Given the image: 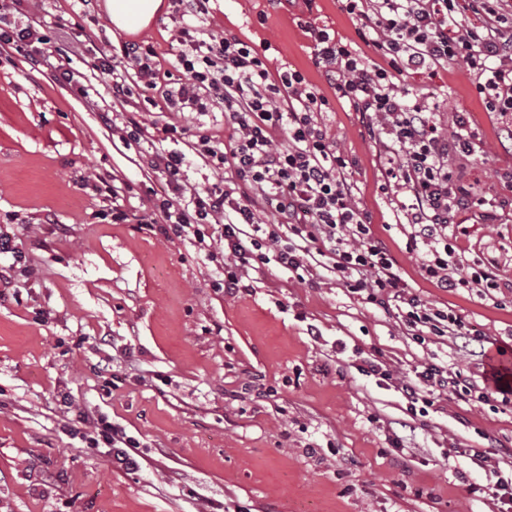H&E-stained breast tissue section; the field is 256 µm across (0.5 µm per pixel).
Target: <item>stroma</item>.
I'll list each match as a JSON object with an SVG mask.
<instances>
[{
    "label": "stroma",
    "instance_id": "obj_1",
    "mask_svg": "<svg viewBox=\"0 0 512 512\" xmlns=\"http://www.w3.org/2000/svg\"><path fill=\"white\" fill-rule=\"evenodd\" d=\"M101 2L25 0L18 22L37 20L60 49L39 66L0 44V235L20 241L26 266L15 275L19 296L0 300V512H500L491 473L512 470L503 454L512 403L443 399L413 418L397 388L359 370L378 359L411 380L433 363L480 386L495 347L512 346V185L498 177L512 169V137L465 66L395 80L427 94L446 129L464 116L481 148L461 176L500 209L487 222L468 215L461 253L496 261L499 288L451 294L423 279L396 223L398 202L382 191L378 147L316 62L312 25L381 60L340 0H212L206 21L215 34L267 45L271 73L300 71L331 98L319 123L350 161L374 233L409 290L469 333L420 345L400 310L365 303L331 273L311 286L272 262L244 272L242 291L228 296L221 245L208 252L192 233H159V205L172 192L148 153L183 152L185 183L202 191L221 176L195 135L226 140L233 125L218 110L161 105L184 80L175 70L156 88H135L130 102L113 101L108 79L84 63L93 45L57 27L125 41ZM178 27L167 12L140 39L165 63L182 49ZM64 62L73 81L58 76ZM132 116L142 132L127 141ZM101 415L135 440L137 469L87 446ZM467 448L485 449L486 462Z\"/></svg>",
    "mask_w": 512,
    "mask_h": 512
}]
</instances>
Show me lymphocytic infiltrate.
Returning a JSON list of instances; mask_svg holds the SVG:
<instances>
[{"label": "lymphocytic infiltrate", "instance_id": "lymphocytic-infiltrate-1", "mask_svg": "<svg viewBox=\"0 0 512 512\" xmlns=\"http://www.w3.org/2000/svg\"><path fill=\"white\" fill-rule=\"evenodd\" d=\"M23 0H0V43L23 48L31 62L51 56L50 39L35 25L18 28L8 18ZM210 0H172L181 26L183 49L175 67L186 78L167 91L171 109L199 112L223 107L236 132L229 141L199 136V152L217 170H228L221 184L194 193L186 203L161 205L163 235L192 231L205 244L213 223L224 242L226 295H236L240 271L276 262L298 278L318 269L337 274L351 293L381 307L396 304L409 335H461L458 316L424 304L407 290L385 242L371 229L368 212L355 199L349 160L317 121L330 107L303 74L288 70L272 75L263 54L235 36H220L200 25ZM348 14L360 22L362 41L372 43L384 65L368 63L357 51L319 27L310 33L336 96L366 123L380 148L406 248L422 251V276L447 292L492 288L496 273L459 260L456 230L462 216L480 208L484 220L495 218L492 201L478 198L461 182L455 162L474 156L476 136L464 118L445 134L436 113L409 93L396 90L395 76L462 61L487 111L504 128L512 127V35L504 26L512 18V0H344ZM152 47L123 42L93 56V69L111 76L112 97L128 100L133 82L156 85L158 70ZM287 146H279V137ZM278 217L267 225L263 211ZM409 413L431 406L436 394L487 400L500 395L512 402V382L493 373L490 385L475 388L461 373L424 365L412 383L402 384Z\"/></svg>", "mask_w": 512, "mask_h": 512}]
</instances>
